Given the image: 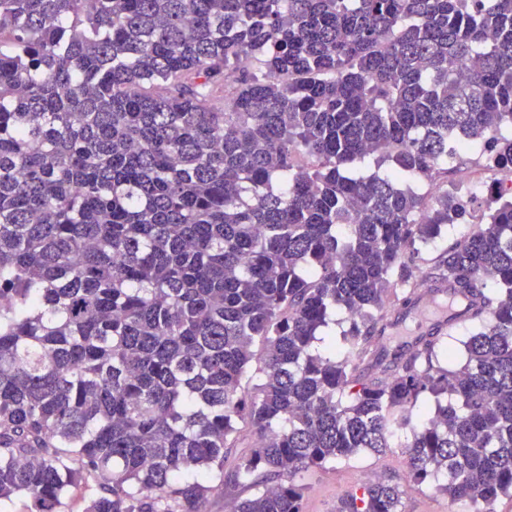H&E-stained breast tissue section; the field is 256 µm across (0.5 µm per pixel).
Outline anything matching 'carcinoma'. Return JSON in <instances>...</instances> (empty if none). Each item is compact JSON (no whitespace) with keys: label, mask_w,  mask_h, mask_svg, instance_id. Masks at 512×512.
<instances>
[{"label":"carcinoma","mask_w":512,"mask_h":512,"mask_svg":"<svg viewBox=\"0 0 512 512\" xmlns=\"http://www.w3.org/2000/svg\"><path fill=\"white\" fill-rule=\"evenodd\" d=\"M508 130L512 0H0V503L303 512L300 473L394 448L475 512L512 496L511 194L427 269L477 331L380 345L468 215L409 183L466 143L512 178Z\"/></svg>","instance_id":"obj_1"}]
</instances>
